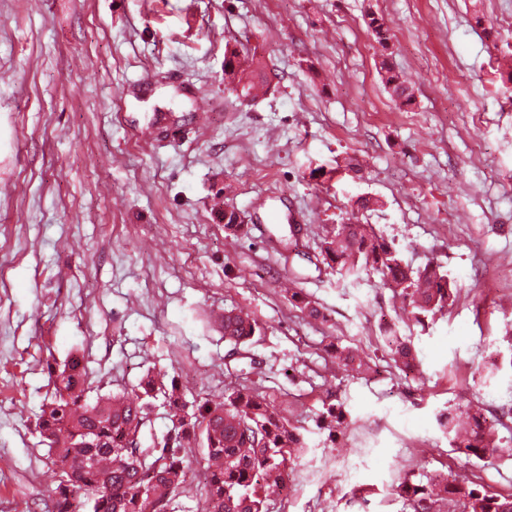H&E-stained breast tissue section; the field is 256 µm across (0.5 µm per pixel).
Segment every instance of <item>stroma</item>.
I'll return each mask as SVG.
<instances>
[{
	"label": "stroma",
	"mask_w": 512,
	"mask_h": 512,
	"mask_svg": "<svg viewBox=\"0 0 512 512\" xmlns=\"http://www.w3.org/2000/svg\"><path fill=\"white\" fill-rule=\"evenodd\" d=\"M508 17L512 0H0V512L52 510L35 421L48 363L74 352L102 394L150 369L190 400L258 389L309 444L268 512H406L393 486L448 471L511 493L512 462L454 452L438 422L470 402L512 440ZM229 45L257 54L267 94L225 83ZM384 53L411 105L385 90ZM349 156L360 172L336 174ZM353 213L412 268L441 266L453 305L407 325L378 276L324 268ZM230 308L260 327L237 354ZM392 328L414 373L388 364ZM336 341L368 369L338 368ZM333 404L330 435L315 421Z\"/></svg>",
	"instance_id": "1"
}]
</instances>
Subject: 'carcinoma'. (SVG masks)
<instances>
[{
    "mask_svg": "<svg viewBox=\"0 0 512 512\" xmlns=\"http://www.w3.org/2000/svg\"><path fill=\"white\" fill-rule=\"evenodd\" d=\"M368 26L375 40L387 46L389 29L384 20L373 16ZM224 68V79L243 85L247 97L256 86L269 84L255 57L234 48L226 50ZM379 74L395 103H411L410 82L385 56ZM322 251L327 268L341 278L376 274L383 287L400 291L408 301L402 320L423 326L425 318L455 300L456 289L441 266L429 262L410 268L369 224L336 225L323 239ZM257 331L255 321L233 309L224 311V340L231 350H242ZM329 354L345 371L366 370L365 361L349 347L333 344ZM387 355L402 372L416 368L413 345L395 334L390 336ZM47 370L56 375L55 391L42 405L37 427L58 476L54 512H153L156 503L166 509L186 483L189 457L195 451L205 473L202 512H267L269 497L288 477V465L307 448L300 428L247 385L227 388L217 399L190 402L177 379L167 381L149 371L134 395L121 390L91 401L86 397L89 380L79 354H71L61 369L49 363ZM159 399L176 425L145 447L143 430L150 424L147 409ZM342 417V406H332L316 427L331 432ZM439 424L447 430L451 447L469 458L512 459V448L503 446L495 427L468 404L440 415ZM393 494L410 512H436L438 502L448 506V512H512V494L488 491L477 475L460 479L449 472L425 482L406 478L393 488Z\"/></svg>",
    "mask_w": 512,
    "mask_h": 512,
    "instance_id": "1",
    "label": "carcinoma"
}]
</instances>
